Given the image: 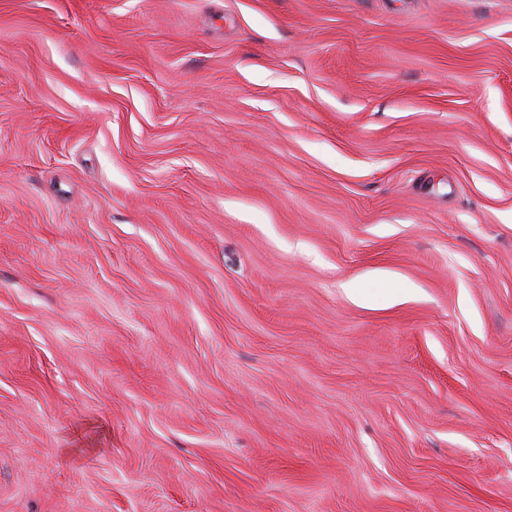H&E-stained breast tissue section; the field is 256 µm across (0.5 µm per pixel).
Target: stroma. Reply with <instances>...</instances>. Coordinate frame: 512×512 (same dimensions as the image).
<instances>
[{
    "label": "stroma",
    "instance_id": "35a3bbf8",
    "mask_svg": "<svg viewBox=\"0 0 512 512\" xmlns=\"http://www.w3.org/2000/svg\"><path fill=\"white\" fill-rule=\"evenodd\" d=\"M0 512H512V0H0Z\"/></svg>",
    "mask_w": 512,
    "mask_h": 512
}]
</instances>
